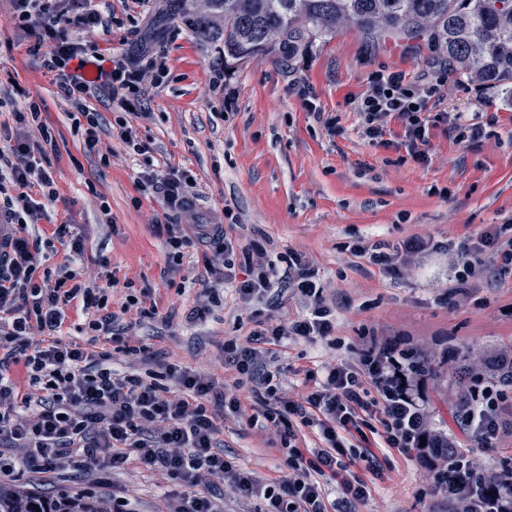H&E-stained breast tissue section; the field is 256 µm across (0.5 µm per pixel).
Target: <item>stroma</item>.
Here are the masks:
<instances>
[{
	"label": "stroma",
	"mask_w": 512,
	"mask_h": 512,
	"mask_svg": "<svg viewBox=\"0 0 512 512\" xmlns=\"http://www.w3.org/2000/svg\"><path fill=\"white\" fill-rule=\"evenodd\" d=\"M162 7V0H101L110 32L97 35L99 45L156 49L168 75L162 84L145 85L143 112L132 120L144 146L139 153L113 137L116 107L104 98L90 99L104 124L89 153L65 118L70 103L40 67L33 38L17 27L10 0H0V147L14 124V103L28 98L43 101L58 145L42 161L56 177L53 221L39 227L47 242L42 268L54 273L64 263L67 249L52 234L56 225H66L85 244L84 281L103 286L116 279L111 310L130 294L157 309L152 317L133 310L123 317L125 336L148 347L136 356L117 353L115 343L82 331L86 316L80 310H69L61 339L111 352L113 367L128 374L144 377L166 362L237 385L236 373L224 368V341L247 334L265 315V305L245 306L229 296L204 307L202 246L191 243L181 265L166 267L159 231L163 224L220 222L229 212L239 243L259 231L270 241L271 255L304 254L336 313L327 338L289 341L285 352L292 371L282 395L295 399L307 393L306 370L330 362L357 365L370 336L397 339L433 369L427 397L434 430L452 437L487 475L512 467L511 434L484 448L455 420L466 387L456 374L460 364L512 348V264L490 247L479 253V273L465 291H458L451 276L461 254L487 228H497L499 243L512 240V105L494 90L445 73L442 109L462 122L483 124L485 135L472 143L457 140L447 125L432 127L429 160L421 165L407 157L400 120H387L384 145L371 144L346 100L367 92L380 70L411 81L432 72L435 52L428 45L410 50L347 27L318 37L289 64L272 54L228 62L180 20H168L160 35L151 36ZM218 68L224 71L220 88L212 85ZM304 90L314 95L317 113L304 108ZM168 162L192 175L193 212L169 211L157 196L140 193L141 173ZM414 235L430 239L433 252L422 265L394 273L350 251L361 239L398 246ZM198 306L202 314L192 316ZM219 427L225 457L257 480L288 476L275 433L233 416ZM377 455V475L359 464L349 468L369 488L353 512H448L447 496L436 489L432 468L417 452L381 448ZM16 478L42 495L88 486L106 501L117 493L139 512H166L163 494L175 488L166 475L130 463L91 473L23 470Z\"/></svg>",
	"instance_id": "obj_1"
}]
</instances>
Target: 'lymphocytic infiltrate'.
<instances>
[{"instance_id":"lymphocytic-infiltrate-1","label":"lymphocytic infiltrate","mask_w":512,"mask_h":512,"mask_svg":"<svg viewBox=\"0 0 512 512\" xmlns=\"http://www.w3.org/2000/svg\"><path fill=\"white\" fill-rule=\"evenodd\" d=\"M21 29L43 48L42 66L58 95L72 103L68 118L84 132L83 148L94 151L99 142L102 116L89 101L105 96L122 112L117 135L135 145L136 132L125 111L142 110L145 78L163 82L164 62L147 49L102 54L88 33L104 27L105 20L93 0H10ZM75 28L78 38L61 37L62 27ZM439 99L435 83L413 84L403 74L376 72L371 89L351 97L350 105L363 119L364 133L381 141L389 117L401 120L404 145L417 163L428 161L429 130L450 123L463 141H478L483 128L447 113L432 112ZM16 132L8 149H0V216L13 224L11 249L0 259V476L13 477L17 467L43 474L65 465L86 471L117 467L135 461L143 469L165 473L179 489L168 496V512H221L210 490L212 478H230L246 498L262 502L259 512H353L363 501L368 485L342 477V459L352 456L369 472H377L379 458L369 436L380 433L386 447L406 452L421 450L434 467L436 488L451 493L461 512H512V480L484 476L470 459H457L452 442L430 426L427 411V375L400 343L370 339L358 366L328 364L306 370L309 391L299 399L281 396L282 372L270 369L268 358L276 346L290 339H324L334 328L333 311L316 283V270L301 255H294L287 270L271 260L265 240L254 238L236 246L221 224H169L165 227L166 258L180 264L183 249L194 240L211 251L205 259L212 281L204 290L208 303L218 304L219 287L231 288L236 300L248 305L284 284L306 305L302 316L290 321L269 315L257 320L244 337L224 342V366L254 383L266 398L249 425L264 422L280 438L288 454L291 477L260 483L252 474L225 458L219 448L218 420L243 414L235 390L209 374L187 367L166 365L163 374L178 386V393L153 381L113 368L95 367L96 355L76 343H65L56 333L74 301L100 315L87 327L99 336L111 335L120 312L108 311L106 289L78 284L74 268L84 254L79 237H68V269L63 277H37L40 245L30 237L29 226L50 221L48 208L55 200L52 172L39 157L56 141L42 118L37 102H26L12 112ZM37 128L40 143L28 135ZM193 179L175 166L142 175V190L152 191L171 210L193 207ZM430 240L413 237L394 251L381 241L356 244L353 252L383 270L415 263L430 253ZM245 269L246 278L236 276ZM46 333L45 344H32L31 331ZM22 365L31 386L23 393L7 374L11 364ZM485 374L468 378V397L458 412L460 425L471 430L482 447L491 448L512 431V418L503 408L512 403V357L500 352L484 362ZM315 429L320 447L298 442L299 427ZM358 437L361 446L347 452L346 441ZM337 482L339 495L329 499L325 485Z\"/></svg>"}]
</instances>
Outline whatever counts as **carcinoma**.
<instances>
[{
  "label": "carcinoma",
  "mask_w": 512,
  "mask_h": 512,
  "mask_svg": "<svg viewBox=\"0 0 512 512\" xmlns=\"http://www.w3.org/2000/svg\"><path fill=\"white\" fill-rule=\"evenodd\" d=\"M166 13L205 42L224 43V59L258 53L283 60L309 50L320 35L355 26L372 39L420 42L461 78L512 100V0H167ZM0 512H57L18 485L0 483ZM66 512H109L82 497Z\"/></svg>",
  "instance_id": "cac0c4a2"
}]
</instances>
